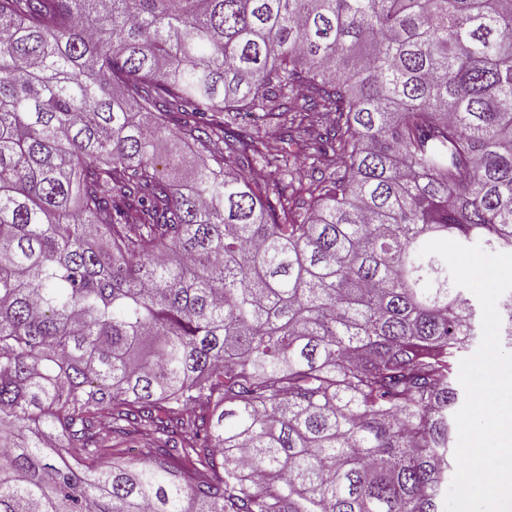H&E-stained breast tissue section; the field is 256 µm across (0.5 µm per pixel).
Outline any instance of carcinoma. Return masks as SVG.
<instances>
[{
  "instance_id": "carcinoma-1",
  "label": "carcinoma",
  "mask_w": 512,
  "mask_h": 512,
  "mask_svg": "<svg viewBox=\"0 0 512 512\" xmlns=\"http://www.w3.org/2000/svg\"><path fill=\"white\" fill-rule=\"evenodd\" d=\"M433 239L512 253V0H0V512H444Z\"/></svg>"
}]
</instances>
